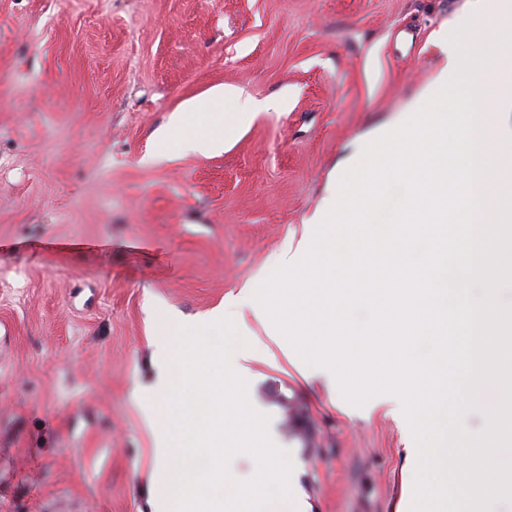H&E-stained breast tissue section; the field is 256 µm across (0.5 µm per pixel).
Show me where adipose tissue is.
Instances as JSON below:
<instances>
[{
    "label": "adipose tissue",
    "mask_w": 512,
    "mask_h": 512,
    "mask_svg": "<svg viewBox=\"0 0 512 512\" xmlns=\"http://www.w3.org/2000/svg\"><path fill=\"white\" fill-rule=\"evenodd\" d=\"M261 102L240 98L233 89L218 85L186 101L169 123L181 151L201 155L223 152L236 129V116L257 113Z\"/></svg>",
    "instance_id": "1"
}]
</instances>
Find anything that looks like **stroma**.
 Here are the masks:
<instances>
[{
    "mask_svg": "<svg viewBox=\"0 0 512 512\" xmlns=\"http://www.w3.org/2000/svg\"><path fill=\"white\" fill-rule=\"evenodd\" d=\"M465 2L0 0V512H154L162 342L301 237L340 162L432 83ZM219 84L266 110L222 153L157 159ZM238 323L313 512L412 500L399 421L305 378L250 307Z\"/></svg>",
    "mask_w": 512,
    "mask_h": 512,
    "instance_id": "1",
    "label": "stroma"
}]
</instances>
